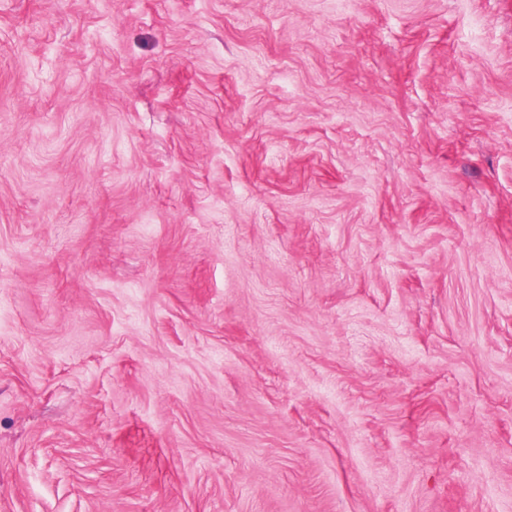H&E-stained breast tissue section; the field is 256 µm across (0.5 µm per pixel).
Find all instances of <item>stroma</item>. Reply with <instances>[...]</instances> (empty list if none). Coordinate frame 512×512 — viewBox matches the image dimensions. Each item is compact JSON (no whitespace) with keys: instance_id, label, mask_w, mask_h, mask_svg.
<instances>
[{"instance_id":"35a3bbf8","label":"stroma","mask_w":512,"mask_h":512,"mask_svg":"<svg viewBox=\"0 0 512 512\" xmlns=\"http://www.w3.org/2000/svg\"><path fill=\"white\" fill-rule=\"evenodd\" d=\"M0 512H512V0H0Z\"/></svg>"}]
</instances>
